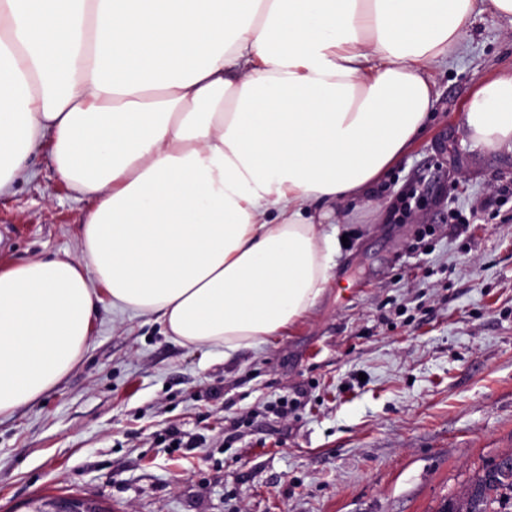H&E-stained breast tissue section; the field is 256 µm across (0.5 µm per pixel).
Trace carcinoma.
Returning a JSON list of instances; mask_svg holds the SVG:
<instances>
[{"label": "carcinoma", "instance_id": "carcinoma-1", "mask_svg": "<svg viewBox=\"0 0 512 512\" xmlns=\"http://www.w3.org/2000/svg\"><path fill=\"white\" fill-rule=\"evenodd\" d=\"M508 492L512 494V453L487 466L481 476L448 502L444 512H495L492 505L504 504Z\"/></svg>", "mask_w": 512, "mask_h": 512}]
</instances>
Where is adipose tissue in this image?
<instances>
[{"mask_svg": "<svg viewBox=\"0 0 512 512\" xmlns=\"http://www.w3.org/2000/svg\"><path fill=\"white\" fill-rule=\"evenodd\" d=\"M476 0H0V194L41 142L92 199L78 253L0 271V417L83 356L101 301L233 352L312 311L333 217L410 148ZM469 138L512 152V70Z\"/></svg>", "mask_w": 512, "mask_h": 512, "instance_id": "obj_1", "label": "adipose tissue"}]
</instances>
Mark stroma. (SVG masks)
<instances>
[{
	"label": "stroma",
	"instance_id": "stroma-1",
	"mask_svg": "<svg viewBox=\"0 0 512 512\" xmlns=\"http://www.w3.org/2000/svg\"><path fill=\"white\" fill-rule=\"evenodd\" d=\"M467 31L429 69L415 143L340 209L348 245L318 305L228 355L100 305L71 371L0 419V512L57 496L104 512H441L512 451V153L462 124L512 68V15L475 11ZM93 206L36 147L0 196V269L75 252ZM171 431L185 447H165Z\"/></svg>",
	"mask_w": 512,
	"mask_h": 512
}]
</instances>
